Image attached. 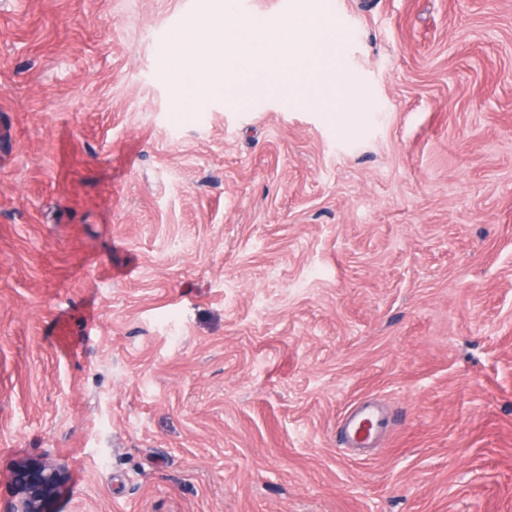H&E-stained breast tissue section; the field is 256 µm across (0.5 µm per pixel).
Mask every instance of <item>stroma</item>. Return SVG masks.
<instances>
[{
	"mask_svg": "<svg viewBox=\"0 0 512 512\" xmlns=\"http://www.w3.org/2000/svg\"><path fill=\"white\" fill-rule=\"evenodd\" d=\"M225 2L0 0V512H512V0ZM216 39L224 42L223 72L234 69L242 61L255 68H262L271 58V51L285 54L289 58L296 55L295 34L290 30L279 31L277 40L271 42L252 26L236 28L229 36L224 34L222 27L216 33ZM18 498L6 512H46L44 505L65 479L64 469L41 463L24 462L12 472Z\"/></svg>",
	"mask_w": 512,
	"mask_h": 512,
	"instance_id": "stroma-1",
	"label": "stroma"
}]
</instances>
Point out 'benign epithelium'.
I'll return each instance as SVG.
<instances>
[{"label": "benign epithelium", "instance_id": "benign-epithelium-1", "mask_svg": "<svg viewBox=\"0 0 512 512\" xmlns=\"http://www.w3.org/2000/svg\"><path fill=\"white\" fill-rule=\"evenodd\" d=\"M18 498L7 512H45L44 505L65 479L64 469L41 463L24 462L12 472Z\"/></svg>", "mask_w": 512, "mask_h": 512}]
</instances>
